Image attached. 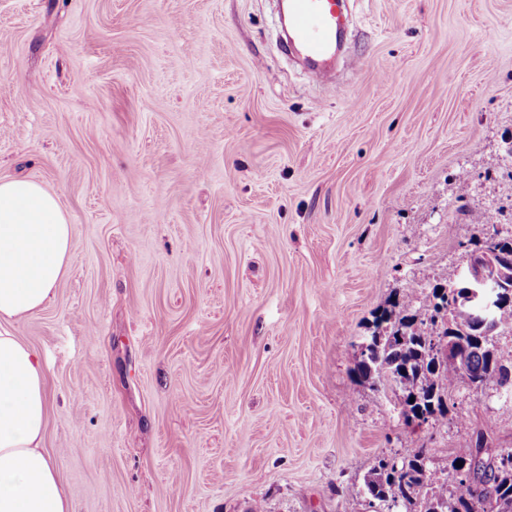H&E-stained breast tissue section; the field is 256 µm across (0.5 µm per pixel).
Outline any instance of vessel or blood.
Segmentation results:
<instances>
[{"instance_id": "1", "label": "vessel or blood", "mask_w": 512, "mask_h": 512, "mask_svg": "<svg viewBox=\"0 0 512 512\" xmlns=\"http://www.w3.org/2000/svg\"><path fill=\"white\" fill-rule=\"evenodd\" d=\"M348 5L349 0H288L289 51L326 83L341 56Z\"/></svg>"}]
</instances>
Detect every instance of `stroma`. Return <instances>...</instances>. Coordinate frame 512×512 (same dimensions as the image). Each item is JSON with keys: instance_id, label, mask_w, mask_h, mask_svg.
Instances as JSON below:
<instances>
[{"instance_id": "35a3bbf8", "label": "stroma", "mask_w": 512, "mask_h": 512, "mask_svg": "<svg viewBox=\"0 0 512 512\" xmlns=\"http://www.w3.org/2000/svg\"><path fill=\"white\" fill-rule=\"evenodd\" d=\"M280 30L279 0H0V180L74 241L6 328L73 512H392L379 459L512 448V390L408 425L356 373L377 311L512 238V0H354L334 85Z\"/></svg>"}]
</instances>
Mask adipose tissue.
Listing matches in <instances>:
<instances>
[{"mask_svg":"<svg viewBox=\"0 0 512 512\" xmlns=\"http://www.w3.org/2000/svg\"><path fill=\"white\" fill-rule=\"evenodd\" d=\"M72 250L56 195L29 180L0 181V319L46 306ZM47 406L39 356L0 331V512H73L42 449Z\"/></svg>","mask_w":512,"mask_h":512,"instance_id":"1","label":"adipose tissue"}]
</instances>
